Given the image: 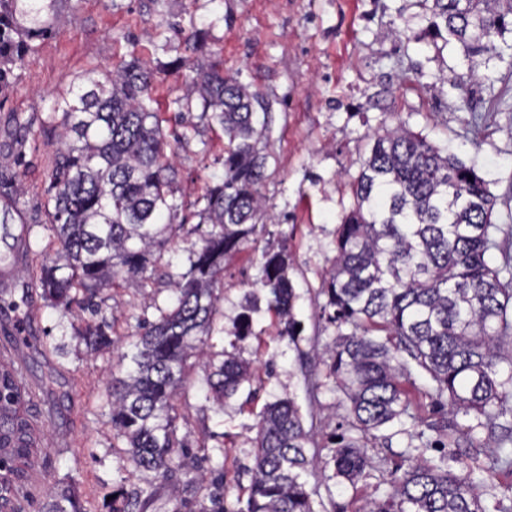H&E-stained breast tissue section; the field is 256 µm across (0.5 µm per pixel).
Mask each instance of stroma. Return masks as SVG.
Masks as SVG:
<instances>
[{"label":"stroma","instance_id":"stroma-1","mask_svg":"<svg viewBox=\"0 0 512 512\" xmlns=\"http://www.w3.org/2000/svg\"><path fill=\"white\" fill-rule=\"evenodd\" d=\"M65 24L45 43L25 42L7 32L0 55V349L8 350L32 392L28 417L41 437L27 481L38 512L46 492L65 484L86 501L89 512H107L113 488L146 487L147 474L124 469L125 440L115 438L107 381L117 357L87 354L76 333L86 313L63 312L41 295L36 276L51 249L50 176L60 144L57 95L94 69L138 56L158 70L152 107L170 136L187 135L177 147V202L190 204L204 183L219 176L224 142L196 112H180L186 91L187 37L202 34L204 55L263 93L266 135L261 142L269 178L263 189L271 236L291 235L288 275L297 293L304 331L298 344L277 335L266 304L245 313L260 251L247 248L224 264L220 315L212 334L215 350L236 343L258 378L223 408L205 404L208 374L189 372L178 397L180 433L189 437L184 468L163 483L149 512H210L196 496L197 465L224 470V507L233 512L241 487L250 482L254 424L264 407L292 398L324 433L348 431L346 412H335L336 390L310 402L299 355L325 344L334 327L317 323L313 299L336 253V227L354 203L351 184L377 130L406 122L472 165L497 198L494 222L512 228V110L489 116L480 131L469 121L491 100H512V33L497 39L499 55L465 60L459 43H433L426 35L427 7L419 0H69ZM444 84H437V77ZM193 238L177 233L148 267L144 283L122 282L101 295L120 350L146 321L169 307L172 295L162 274L184 272ZM250 331L236 339L241 315ZM315 503L335 502L336 512H355L361 497L385 496V476L325 487L309 480Z\"/></svg>","mask_w":512,"mask_h":512}]
</instances>
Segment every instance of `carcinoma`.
<instances>
[{"label":"carcinoma","mask_w":512,"mask_h":512,"mask_svg":"<svg viewBox=\"0 0 512 512\" xmlns=\"http://www.w3.org/2000/svg\"><path fill=\"white\" fill-rule=\"evenodd\" d=\"M512 27V0H432L426 32L455 40L467 59L498 53L495 38ZM180 108L201 106L199 119L224 131L221 177L205 184L189 229L200 246L188 269L171 282L173 304L141 326L124 375L107 386L112 429L125 439L123 463L167 482L183 467L185 439L178 436L175 397L188 371L207 357L219 311L216 294L224 261L244 247L257 248L265 225L262 187L267 156L254 107L259 88L241 83L217 61L188 64ZM157 71L131 57L86 78L54 101L62 113L60 152L50 179L54 202L55 259L40 267L45 297L77 306L93 320L79 332L91 351L112 344V323L101 314L99 292L118 280L142 278L154 252L183 229L174 223L182 206L173 198L177 178L168 134L149 103ZM354 206L336 228V256L316 297L318 316L336 337L314 351L304 374L310 400L331 380L336 408L352 416L354 434L341 436L324 461L339 479L356 485L391 463V490L363 498L356 512H512V483L483 497L479 488L497 474L512 476V253L494 237L497 198L488 183L458 156L406 123L373 136L369 155L352 183ZM208 229H202V225ZM497 250L501 263L489 265ZM257 285L279 318V336L296 341L295 290L288 278V238L263 247ZM205 401L217 407L256 379L250 364L221 352ZM326 367L325 377L315 371ZM442 412L423 414L404 385ZM29 392L9 362L0 363V512H23V479L40 437L27 417ZM470 416L487 437H454L455 418ZM399 429L387 433L389 427ZM448 437L457 452L428 456L432 434ZM407 443L391 458L376 447L391 438ZM319 430L305 426L290 398L268 404L256 423L250 483L236 512H315L306 476L319 469ZM112 512H148L149 486L115 492ZM41 512H87L69 488L47 496Z\"/></svg>","instance_id":"obj_1"}]
</instances>
